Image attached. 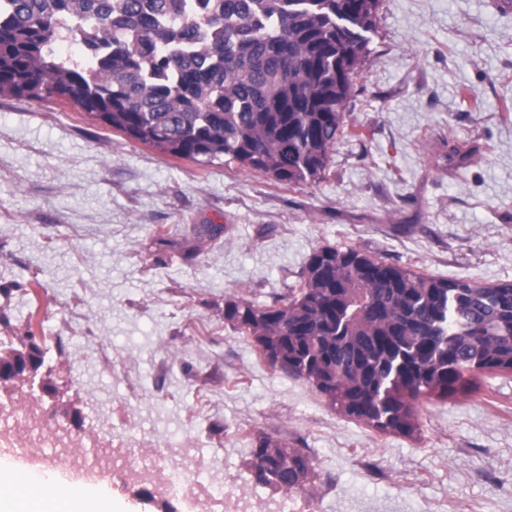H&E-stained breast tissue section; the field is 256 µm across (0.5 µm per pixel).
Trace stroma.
<instances>
[{
  "label": "stroma",
  "instance_id": "35a3bbf8",
  "mask_svg": "<svg viewBox=\"0 0 512 512\" xmlns=\"http://www.w3.org/2000/svg\"><path fill=\"white\" fill-rule=\"evenodd\" d=\"M370 49L312 186L166 155L55 98L0 96V339L41 341L58 390L44 407L77 430V454L109 432L147 458L191 448L268 512H512L511 373L422 401L414 435H380L224 318L227 302L300 285L326 246L512 280V8L382 0ZM454 147L468 165H435ZM162 228L179 250H156ZM264 436L308 453L304 489L252 481ZM90 492L169 510L117 478Z\"/></svg>",
  "mask_w": 512,
  "mask_h": 512
}]
</instances>
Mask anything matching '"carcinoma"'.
Returning <instances> with one entry per match:
<instances>
[{
    "label": "carcinoma",
    "mask_w": 512,
    "mask_h": 512,
    "mask_svg": "<svg viewBox=\"0 0 512 512\" xmlns=\"http://www.w3.org/2000/svg\"><path fill=\"white\" fill-rule=\"evenodd\" d=\"M380 0H0V95L55 97L127 138L282 185L322 180L370 53ZM74 41L77 57L56 45ZM303 287L224 319L328 404L384 434L418 430L420 399L512 373V281H448L354 246L314 252ZM34 337L0 344V383L37 367ZM254 480L293 492L311 459L263 437Z\"/></svg>",
    "instance_id": "carcinoma-1"
}]
</instances>
